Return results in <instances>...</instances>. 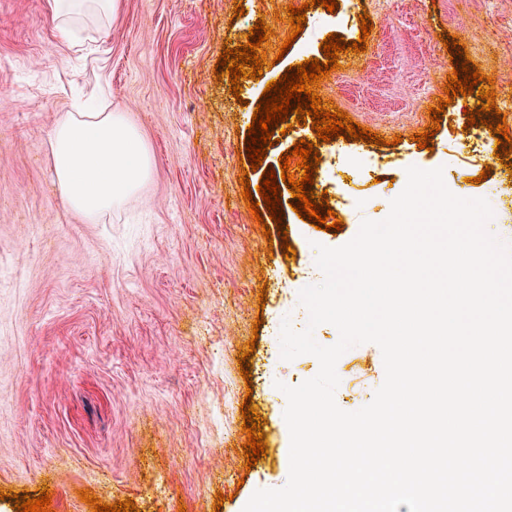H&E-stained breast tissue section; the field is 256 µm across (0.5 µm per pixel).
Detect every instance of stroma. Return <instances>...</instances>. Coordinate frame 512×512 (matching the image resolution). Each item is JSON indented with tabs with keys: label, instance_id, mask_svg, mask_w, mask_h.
I'll return each instance as SVG.
<instances>
[{
	"label": "stroma",
	"instance_id": "35a3bbf8",
	"mask_svg": "<svg viewBox=\"0 0 512 512\" xmlns=\"http://www.w3.org/2000/svg\"><path fill=\"white\" fill-rule=\"evenodd\" d=\"M303 2L119 0L107 33L85 31L77 47L46 0H0V512H17L15 496L45 488L53 512H93L83 490L107 504L133 500L138 512H243L256 490L288 480L281 385L320 368L310 354L283 361L277 334L283 319L307 324L299 292L323 279L314 245L342 246L362 219L386 218L412 166L442 169L453 194L498 207L496 190L512 172L494 159L487 179L468 182L460 149L477 95H456L429 148L414 136L453 72L449 35L499 74L495 96L508 104L512 130V0L492 12L484 0H392L383 13L371 0H337L349 28L336 30L323 6L308 8L303 32L281 52L291 29L281 14ZM364 13L373 23L365 51L340 55L318 93L383 144L325 142L297 124L262 163L278 166L302 139L322 153L343 146L344 165L315 179L356 181L362 193L339 211L341 230L323 231L283 192L287 235L266 240L242 199V178L255 187L261 174L243 173L239 159L256 105L289 67L323 58L328 34L358 40ZM260 19L273 30L262 43L269 62L236 96L215 65L224 42L246 43ZM76 100L122 113L153 157L143 190L92 224L70 209L50 150ZM369 151L389 161L377 182L363 170ZM285 241L295 257L283 255ZM336 373L337 406L362 408L385 379L380 347L350 348ZM247 399L268 447L252 467L241 428Z\"/></svg>",
	"mask_w": 512,
	"mask_h": 512
}]
</instances>
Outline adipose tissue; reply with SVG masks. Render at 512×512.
Instances as JSON below:
<instances>
[{"mask_svg":"<svg viewBox=\"0 0 512 512\" xmlns=\"http://www.w3.org/2000/svg\"><path fill=\"white\" fill-rule=\"evenodd\" d=\"M64 33L78 21L114 13L117 0H48ZM56 177L70 208L86 220L121 207L152 175L153 159L138 130L118 112H72L51 141Z\"/></svg>","mask_w":512,"mask_h":512,"instance_id":"1","label":"adipose tissue"}]
</instances>
